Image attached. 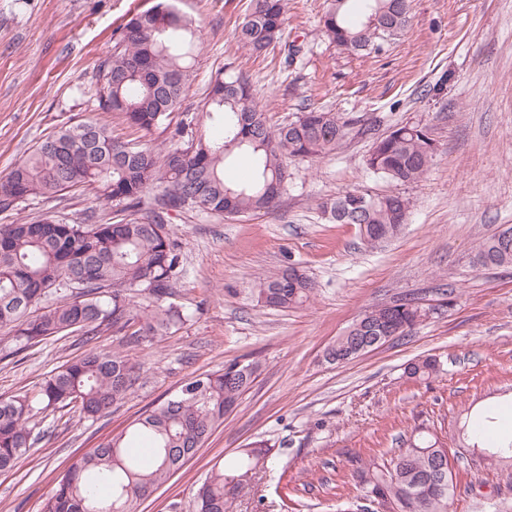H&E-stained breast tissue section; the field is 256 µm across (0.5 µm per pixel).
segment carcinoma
I'll return each mask as SVG.
<instances>
[{
    "mask_svg": "<svg viewBox=\"0 0 512 512\" xmlns=\"http://www.w3.org/2000/svg\"><path fill=\"white\" fill-rule=\"evenodd\" d=\"M286 0H253L236 31L237 42L261 53L281 39ZM410 0H330L322 18L324 33L340 50L377 53L409 23ZM201 50L193 21L162 2L134 15L120 29L112 55L98 65L99 103L119 112L131 126L168 134L174 144L158 151L146 143L121 141L96 120L64 126L48 134L0 179V213L30 198L62 199L66 192L93 187L112 206L102 223L62 224L58 220H20L0 225V341L20 347L50 337L94 336L102 327L161 335L185 320L171 304L144 311L135 294L157 300L178 278L181 246L166 224L171 210L239 216L270 208L284 191L288 166L336 152L355 132L357 120L339 112L309 109L272 128L241 76L211 82L205 114L218 136L196 140L191 123L173 122L194 76ZM251 162L244 181L225 177L238 155ZM436 143L428 124L394 126L376 138L366 159L370 173L403 185L429 171ZM338 224H355L366 244L397 236L407 223L410 201L399 194L372 196L346 190L323 203ZM474 261L512 267V236L493 234L478 242ZM314 288L295 267L258 278L253 292L273 309L306 304ZM48 295L56 302L36 318L27 311ZM388 319L409 335L426 320L412 299L374 306L349 327L359 336ZM138 326L131 332L129 328ZM234 360L219 372L183 385L173 397L142 414L130 431L83 455L58 480L43 512H137L138 505L191 460L224 415L255 380L260 364L249 362L243 375ZM428 356L405 367L407 377L428 380L439 372ZM136 364L120 352L91 349L47 375L37 389L0 401V470L16 466L34 447L35 419L73 403L88 418L105 413L125 398L136 382ZM150 441L156 462L133 455L130 438ZM467 440L492 458H512V431L502 429L490 409L475 413ZM270 452L259 439L214 468L198 489L194 512H229L226 488L238 473L257 468ZM364 492L401 512H450L453 470L443 463L435 442L418 436L390 464L359 455L347 458Z\"/></svg>",
    "mask_w": 512,
    "mask_h": 512,
    "instance_id": "cac0c4a2",
    "label": "carcinoma"
}]
</instances>
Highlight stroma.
Here are the masks:
<instances>
[{
  "mask_svg": "<svg viewBox=\"0 0 512 512\" xmlns=\"http://www.w3.org/2000/svg\"><path fill=\"white\" fill-rule=\"evenodd\" d=\"M171 2L195 20L203 42L182 105L196 135L214 133L201 109L222 72L249 79L270 125L311 108L358 118L380 135L421 121L436 155L421 181L397 184L367 171L372 140L358 135L322 159L292 162L270 209L224 218L169 212L182 272L163 302L183 311V323L136 344L105 328L89 341L72 333L0 355V399L92 347L141 364L134 389L108 415L56 412L17 466L0 471V512H42L57 477L84 454L235 358L260 362L255 381L139 512H192L213 466L261 438L273 447L267 469L242 479L232 512H358L364 493L347 454L390 462L417 430L453 462L451 512H512V462L484 459L458 438L467 408L512 395V268L472 262L480 239L512 226V0H412L406 32L370 55L344 53L324 35L329 0H288L281 40L301 48L288 68L279 45L256 55L235 41L251 0ZM154 3L0 0V177L56 127L88 118L121 140L169 147L165 134H143L102 110L97 95L98 65L120 27ZM355 188L410 199L397 237L370 247L356 225L324 213V201ZM91 214L108 218L112 209L80 189L58 204L26 200L0 213V225L44 215L80 224ZM290 266L313 282L310 302L261 307L256 278ZM409 298L433 310L412 335L343 365L324 360L365 310ZM428 355L440 360L439 376L409 379L407 364Z\"/></svg>",
  "mask_w": 512,
  "mask_h": 512,
  "instance_id": "stroma-1",
  "label": "stroma"
}]
</instances>
